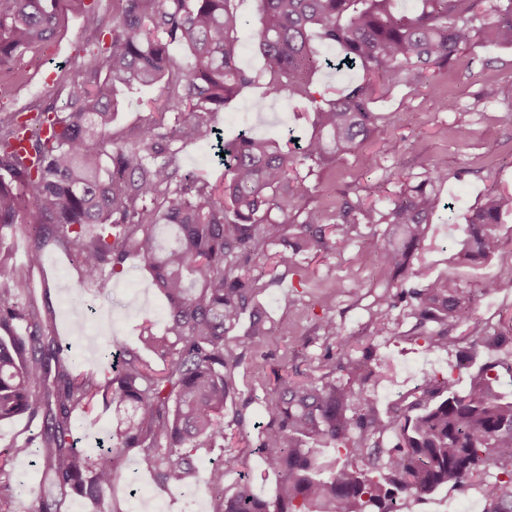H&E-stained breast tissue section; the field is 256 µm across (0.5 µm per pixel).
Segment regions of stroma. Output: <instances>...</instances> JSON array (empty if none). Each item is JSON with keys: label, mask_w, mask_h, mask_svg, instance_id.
Here are the masks:
<instances>
[{"label": "stroma", "mask_w": 512, "mask_h": 512, "mask_svg": "<svg viewBox=\"0 0 512 512\" xmlns=\"http://www.w3.org/2000/svg\"><path fill=\"white\" fill-rule=\"evenodd\" d=\"M112 4L113 0H64L55 41L33 49L15 68L0 71V114L30 105L61 104L63 85L80 78L92 51L107 41L106 36L86 28V10L97 9L108 21L113 17ZM236 6L245 20L240 33V64L252 73H261L264 60L255 38L257 0H237ZM432 81L433 88L412 91L398 87L377 102V111L393 115V126L381 129L347 155L316 190L300 199L299 206L327 205L345 197L380 205L398 188L388 179L391 171H400L417 183L435 159L446 158L448 179L441 193L454 210L440 212L435 218L418 258L431 276L453 278L471 294L468 319L448 326L450 336L461 338L460 348L425 349L412 301L406 296L412 284L393 277L378 255L385 225H361L349 248L309 257L301 269L285 272L280 283L259 289L257 298L278 339L260 341L245 353L236 372L239 392L224 412V448L198 459L202 470L224 465L225 489H232L243 478L252 482L261 497L269 496L275 487L277 473L255 448L256 425L266 420L264 402L277 372L285 368L298 378L321 375L328 347L317 328L322 316H331L343 329L352 359H361L364 350H371L373 375L366 387L384 413L423 379L450 374L467 379L468 369L458 365L460 351L472 352L478 366L512 357L508 348L491 349L485 344L487 337L498 332L502 315L512 310V214L504 219L500 248L493 256L475 265L449 260L452 243L464 236L467 213L481 204L484 193L491 188L512 192V123L502 119L512 110V47L476 44L464 50L453 67L435 72ZM491 88L498 90V97L481 99V92ZM162 101L156 88L127 94L113 133L121 137L143 126ZM312 119L302 104L285 97H265L256 87L219 112L217 124L230 142L244 130L275 138L290 132L301 136L310 131ZM462 125L469 129L464 139L457 133ZM391 138L400 143L394 155L385 152ZM217 151L212 142L186 146L179 154L182 173L220 178L223 168ZM492 279L500 282V289L484 294L483 282ZM30 281L37 302L50 305L58 336L70 344L76 362L86 366L103 364L102 348L107 341L135 348L140 326L151 324L158 333L165 328L166 302L152 287L151 276L139 258H129L125 274L113 279L99 297L82 287L69 258L56 248L47 249L41 266L31 269ZM385 290L397 299L382 318L377 300ZM239 412L248 426L244 436L234 422ZM114 425L111 411L97 410L74 414L71 428L80 448L93 449L106 441ZM104 498L117 503L120 512L212 509L211 496L201 484L157 492L151 475L133 455ZM484 508L485 501L474 486L462 491L442 488L411 505L412 512H483Z\"/></svg>", "instance_id": "1"}]
</instances>
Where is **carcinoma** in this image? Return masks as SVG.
I'll return each instance as SVG.
<instances>
[{
  "instance_id": "carcinoma-1",
  "label": "carcinoma",
  "mask_w": 512,
  "mask_h": 512,
  "mask_svg": "<svg viewBox=\"0 0 512 512\" xmlns=\"http://www.w3.org/2000/svg\"><path fill=\"white\" fill-rule=\"evenodd\" d=\"M61 2L0 0V70L53 40ZM235 2L119 0L110 46L92 53L62 106L0 116V234L27 220L30 263L54 244L71 255L81 285L97 293L137 256L168 301L163 333L150 325L140 331L162 364L122 347L117 361L93 371L65 357L26 271H12L0 286V421L41 422L35 443L0 451V512H13L20 456H37L46 476L32 512H61L71 496L101 503L132 452L162 490L204 483L212 512H404L410 500L476 482L485 512H512V399L495 390L500 363L480 366L463 390L451 375L426 380L384 417L363 388L336 382L338 368L354 382L370 377L342 341L325 354L322 375L280 374L265 401L257 450L280 475L270 498L247 482L226 491L222 465L199 471L198 451L224 447V410L238 393L241 352L274 338L256 300L259 258L295 269L301 256L352 245L360 224H387L379 255L416 283L419 325L466 318L469 293L413 262L432 217L453 210L437 189L448 180L445 168L433 164L416 185L397 180L384 212L345 198L305 211L298 222L290 216L303 187L293 172L303 166L321 178L391 127L373 103L394 87L418 89L477 40L512 46V0H498L488 21L473 12L479 0H419L409 14L394 12L392 0H258L264 94L306 101L312 129L297 151L280 139L240 135L224 145V172L212 183L180 173L177 156L219 135L216 114L259 84L238 64L245 21ZM315 36L336 48L338 62L314 46ZM173 44L189 52L191 66L177 64ZM335 65L359 66L365 78L326 96L314 76ZM163 81L174 84L164 111L138 133L113 138L118 93ZM508 212L512 193H487L452 259L494 255ZM244 317L242 334L229 340ZM422 339L430 348L460 343L443 330ZM97 406L126 415L110 447L86 452L74 447L71 418ZM390 432L397 443L384 449ZM324 448H343L350 460L339 464Z\"/></svg>"
}]
</instances>
